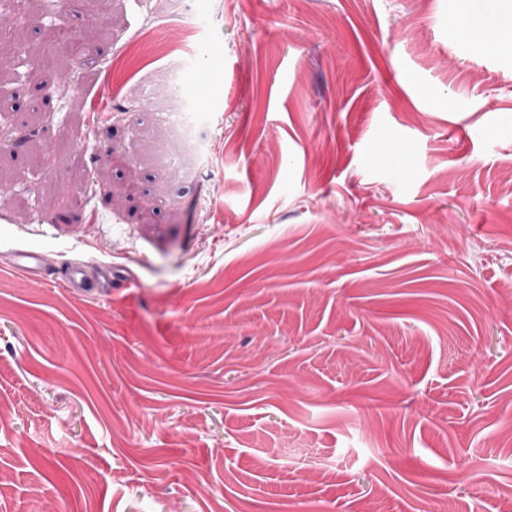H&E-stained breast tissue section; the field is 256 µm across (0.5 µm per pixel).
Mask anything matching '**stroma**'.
<instances>
[{
    "label": "stroma",
    "mask_w": 512,
    "mask_h": 512,
    "mask_svg": "<svg viewBox=\"0 0 512 512\" xmlns=\"http://www.w3.org/2000/svg\"><path fill=\"white\" fill-rule=\"evenodd\" d=\"M504 2L32 0L0 512H512V45L448 31ZM44 264V257L39 253L22 250L16 254L14 268L26 276H34Z\"/></svg>",
    "instance_id": "35a3bbf8"
}]
</instances>
